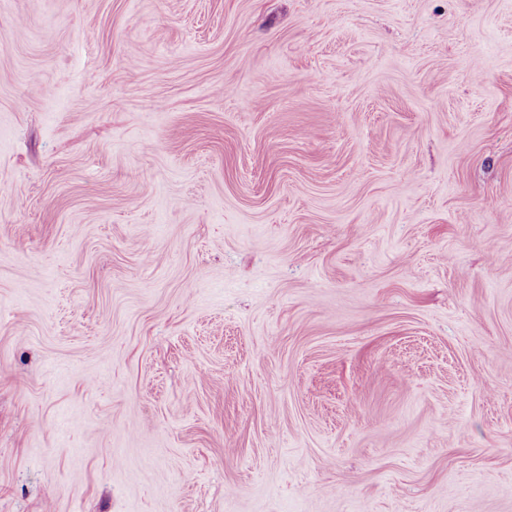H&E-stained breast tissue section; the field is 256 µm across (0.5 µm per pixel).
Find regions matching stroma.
I'll return each mask as SVG.
<instances>
[{"instance_id": "stroma-1", "label": "stroma", "mask_w": 512, "mask_h": 512, "mask_svg": "<svg viewBox=\"0 0 512 512\" xmlns=\"http://www.w3.org/2000/svg\"><path fill=\"white\" fill-rule=\"evenodd\" d=\"M0 512H512V0H0Z\"/></svg>"}]
</instances>
